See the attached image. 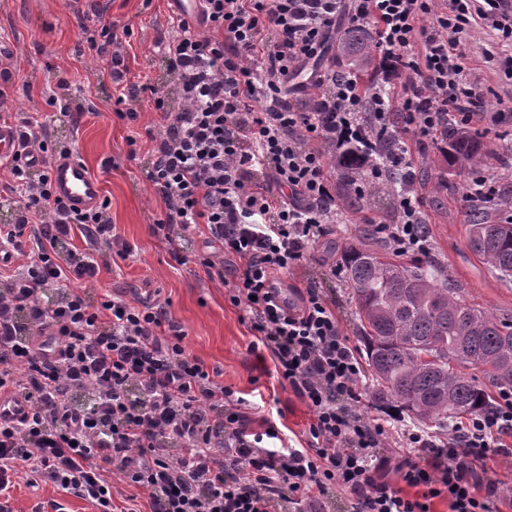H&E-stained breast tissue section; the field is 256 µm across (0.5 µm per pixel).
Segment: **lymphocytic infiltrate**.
Segmentation results:
<instances>
[{"mask_svg": "<svg viewBox=\"0 0 512 512\" xmlns=\"http://www.w3.org/2000/svg\"><path fill=\"white\" fill-rule=\"evenodd\" d=\"M203 23L173 17L156 47L171 81L130 86L151 94L160 128L149 132L147 175L165 217L153 236L186 264L184 242L203 234L196 257L279 378L308 407L306 447L264 448L274 425L249 429L243 397L216 380L184 344L159 303L92 299L85 286L129 243L103 209L69 211L51 192L48 168H12L15 220L0 225L13 259L0 265V396L29 410L0 417V512H15L18 472L52 484L95 512H127L121 481L147 512H322L333 493L351 512H498L495 481L477 462L512 460V390L491 409L433 439L401 415L358 405L367 366L345 336L336 305L314 283L284 296L276 280L314 257L342 223L329 158L375 152V133L396 131L387 163L363 167L362 195L404 171L397 216L378 232L397 255L432 252L415 189L409 141L449 121L466 127L488 100L462 62L479 32L507 49L512 79V5L507 0H202ZM370 40L377 80L321 69L339 17ZM177 108H170V99ZM80 234L82 247L69 246ZM92 394L78 409L73 397ZM400 472L394 487L380 471ZM416 496H409V489Z\"/></svg>", "mask_w": 512, "mask_h": 512, "instance_id": "1", "label": "lymphocytic infiltrate"}]
</instances>
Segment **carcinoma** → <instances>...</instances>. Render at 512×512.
Instances as JSON below:
<instances>
[{"label":"carcinoma","instance_id":"obj_1","mask_svg":"<svg viewBox=\"0 0 512 512\" xmlns=\"http://www.w3.org/2000/svg\"><path fill=\"white\" fill-rule=\"evenodd\" d=\"M448 166L468 170L482 163L480 136L447 127ZM391 133L379 136L369 162L391 152ZM471 250L498 275L512 279V221L485 220L468 205ZM373 231L341 246L346 282L355 301L361 341L370 366L374 400L412 420L448 427V420L488 410V386L512 389V315L468 303L435 262L405 264L367 244ZM478 369L489 383L466 373Z\"/></svg>","mask_w":512,"mask_h":512}]
</instances>
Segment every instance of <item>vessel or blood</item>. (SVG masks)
<instances>
[{
	"label": "vessel or blood",
	"mask_w": 512,
	"mask_h": 512,
	"mask_svg": "<svg viewBox=\"0 0 512 512\" xmlns=\"http://www.w3.org/2000/svg\"><path fill=\"white\" fill-rule=\"evenodd\" d=\"M18 162L33 168L47 167L55 197L68 208L85 211L100 206L101 182L90 173L87 165L77 155H58L46 159L35 152L22 153L15 125L2 120L0 121V165H12Z\"/></svg>",
	"instance_id": "b4317fda"
}]
</instances>
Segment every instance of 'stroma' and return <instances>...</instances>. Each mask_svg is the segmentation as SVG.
<instances>
[{"mask_svg":"<svg viewBox=\"0 0 512 512\" xmlns=\"http://www.w3.org/2000/svg\"><path fill=\"white\" fill-rule=\"evenodd\" d=\"M171 0H86L76 14L70 0H0V40L8 56H0L4 109L13 119L39 113L46 128L48 154L61 149L80 155L103 186L105 210L118 233L132 248L130 256L101 270L90 294L100 297L139 295L162 304L185 334L187 349L217 369L220 380L245 398L253 431L265 422L282 430L294 446L304 445L311 420L306 404L280 383L272 361H259L253 338L240 312L224 299V287L207 279L195 262L180 265L149 227L164 216L163 206L146 179L144 157L150 146L148 128L159 123L150 94L121 97L112 82L111 54L121 46L127 78L142 84L166 78V64L155 42L168 28ZM465 64L472 77L489 87V111L495 119L476 123L484 162L499 177L497 200L487 203L500 216L501 200L512 199V83L501 78L503 59L482 37L464 42ZM136 113V120L118 118V111ZM422 213L433 243L432 257L467 302L499 314H512V280L501 279L469 248L467 209L463 197L470 174L450 168L437 146L425 141L412 153ZM396 218L395 200L369 201L347 212L343 224L318 245L319 259L304 270L306 279L336 301L342 328L359 337L352 295L344 277L330 278L341 246L357 239L368 221ZM54 500L65 512H94L80 499L53 485L29 488L18 477L14 490L17 512H31Z\"/></svg>","mask_w":512,"mask_h":512,"instance_id":"35a3bbf8","label":"stroma"}]
</instances>
